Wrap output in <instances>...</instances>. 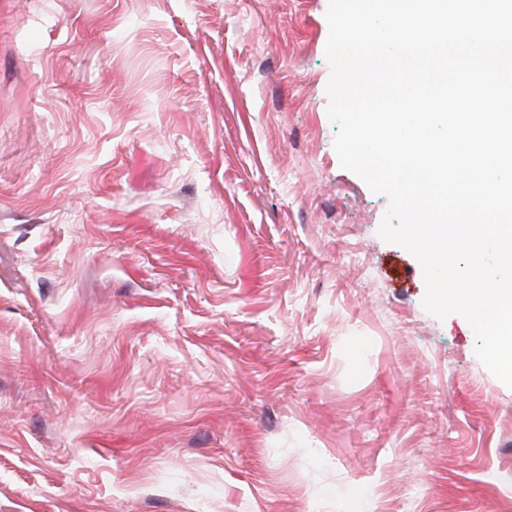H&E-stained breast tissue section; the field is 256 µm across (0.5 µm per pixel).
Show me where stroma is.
Listing matches in <instances>:
<instances>
[{"mask_svg":"<svg viewBox=\"0 0 512 512\" xmlns=\"http://www.w3.org/2000/svg\"><path fill=\"white\" fill-rule=\"evenodd\" d=\"M329 0H0V512H512V388L343 169Z\"/></svg>","mask_w":512,"mask_h":512,"instance_id":"35a3bbf8","label":"stroma"}]
</instances>
